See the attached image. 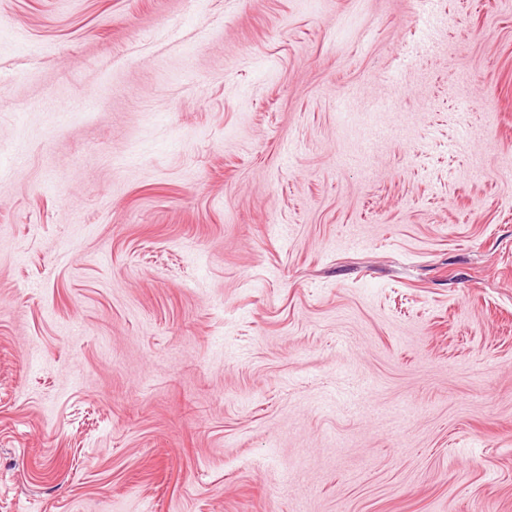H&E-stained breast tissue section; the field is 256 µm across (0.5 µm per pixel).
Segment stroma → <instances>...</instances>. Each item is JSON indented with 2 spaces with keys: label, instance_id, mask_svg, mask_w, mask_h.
Here are the masks:
<instances>
[{
  "label": "stroma",
  "instance_id": "1",
  "mask_svg": "<svg viewBox=\"0 0 512 512\" xmlns=\"http://www.w3.org/2000/svg\"><path fill=\"white\" fill-rule=\"evenodd\" d=\"M0 512H512V0H0Z\"/></svg>",
  "mask_w": 512,
  "mask_h": 512
}]
</instances>
